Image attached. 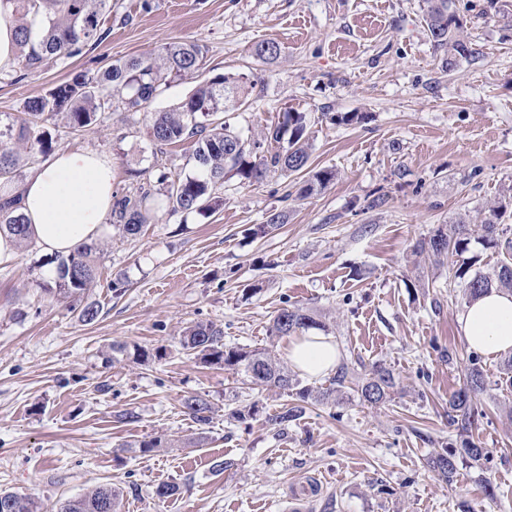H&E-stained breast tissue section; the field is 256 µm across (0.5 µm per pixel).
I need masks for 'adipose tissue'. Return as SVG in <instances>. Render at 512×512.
Listing matches in <instances>:
<instances>
[{
	"label": "adipose tissue",
	"mask_w": 512,
	"mask_h": 512,
	"mask_svg": "<svg viewBox=\"0 0 512 512\" xmlns=\"http://www.w3.org/2000/svg\"><path fill=\"white\" fill-rule=\"evenodd\" d=\"M21 211L31 240L50 254H68L101 236L112 211V160L95 151L57 152L20 187ZM467 346L486 356L512 353V293L490 290L458 316ZM291 364L310 377L335 370L339 350L331 337L311 330L288 349Z\"/></svg>",
	"instance_id": "obj_1"
}]
</instances>
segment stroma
Masks as SVG:
<instances>
[{
	"label": "stroma",
	"instance_id": "stroma-1",
	"mask_svg": "<svg viewBox=\"0 0 512 512\" xmlns=\"http://www.w3.org/2000/svg\"><path fill=\"white\" fill-rule=\"evenodd\" d=\"M424 0H112L100 45L36 72L0 79V116L78 72L158 52L184 40L207 46L200 78L245 77L255 86L225 120L243 138L284 112L306 113L313 169L333 170L303 197V175L231 179L212 213L160 209L136 238H99V279L86 293L100 313L37 288L53 256L37 246L0 264V490L31 495L37 512L109 483L119 512H512V386L500 356L483 357L486 412L474 440L489 455L461 461L453 484L429 459L460 447L448 398L463 382L469 349L458 316L466 299L447 268L415 259L413 245L439 226L481 223L512 186V15L490 0H460L473 58L442 68L424 29ZM280 43L271 63L262 40ZM199 78V79H200ZM327 112L361 113L333 124ZM149 113L122 104L81 130L45 122L53 151L112 158L117 191L189 174L192 141L154 152ZM380 206H372L376 196ZM284 224L258 233L270 213ZM427 287H418L420 275ZM122 281L114 294L113 281ZM299 305L364 376L391 368L392 401L372 407L346 393L309 406L279 432L269 421L277 390L252 391L243 372L201 363L180 346L185 329L214 322L224 341L287 359L289 338L270 340L280 309ZM450 351L452 359L442 358ZM217 413L206 430L183 413L186 395ZM257 405L245 422L229 410ZM132 410L136 421H119ZM161 439L141 452L139 444ZM227 461L223 473L214 461ZM177 484L161 499V484Z\"/></svg>",
	"mask_w": 512,
	"mask_h": 512
}]
</instances>
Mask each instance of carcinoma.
Here are the masks:
<instances>
[{"mask_svg":"<svg viewBox=\"0 0 512 512\" xmlns=\"http://www.w3.org/2000/svg\"><path fill=\"white\" fill-rule=\"evenodd\" d=\"M457 0H425V25L434 46L443 52V64L449 66L456 57L468 58L477 53L461 35ZM17 34L21 64L30 72L38 70L49 58L70 59L80 55L85 47L101 44L107 34L106 16L112 14V0H15ZM207 48L196 41H173L165 44L152 56L127 60L117 59L106 69L89 75L80 73L71 81L60 84L47 94L36 96L24 104V117L0 121V232L15 239L16 246L31 245L28 222L20 212L21 195L15 182L16 172L33 151L41 154L50 149L51 138L37 130L38 123L62 116L73 129L100 122L102 111L118 99L125 108L134 111L150 107L152 100L172 82L194 78L203 68ZM255 57L268 63L281 55L279 43L273 39L258 43ZM249 87L238 79L219 76L199 83L191 95L168 111L151 113L148 136L157 148L194 140L189 156L195 173L170 177L163 173L158 179L160 188L141 186L134 193L113 196L109 223L125 238H135L142 232L154 212L163 203L170 212H213L224 205L217 186L238 178L259 183L268 174L285 176L308 175L306 193L325 187L333 177L330 170L311 169V144L307 136L306 115L288 111L282 121L266 129L251 141H244L227 126L223 114L227 105L244 104ZM512 205V188L488 209L480 224L459 221L434 230L429 238L416 242L413 253L426 255L435 267L448 265V272L466 300L491 288L512 292V239L508 229L497 221ZM493 249L502 254L493 273L473 270L480 255L471 253V244ZM98 247L83 244L67 256H56V276L53 282H38L39 288L68 298L83 295L95 286L98 271ZM319 325L304 307L293 305L280 310L269 327V335L277 338L295 336ZM182 345L190 354L210 365L243 369L250 384L263 390L276 389L284 395H295L296 402L285 404L271 416L272 424L280 430L298 420L305 404L336 405V396L346 384H355L359 400L379 406L392 399L397 387L392 369L383 363L372 366L368 377L355 382L354 372L343 362L326 387L301 385L287 363L266 349L244 350L224 344V330L212 322H200L186 331ZM482 357L473 351L463 385L448 399L450 424L462 434H469L486 416L475 407L474 400L484 391ZM182 407L200 429L210 426L215 408L201 395H187ZM488 451L472 440L461 448L447 449L431 459L430 466L447 484L454 482L457 459L483 460ZM118 494L112 484L98 485L85 495L69 500L62 512H117ZM0 512H36L35 501L26 495L0 491Z\"/></svg>","mask_w":512,"mask_h":512,"instance_id":"cac0c4a2","label":"carcinoma"}]
</instances>
